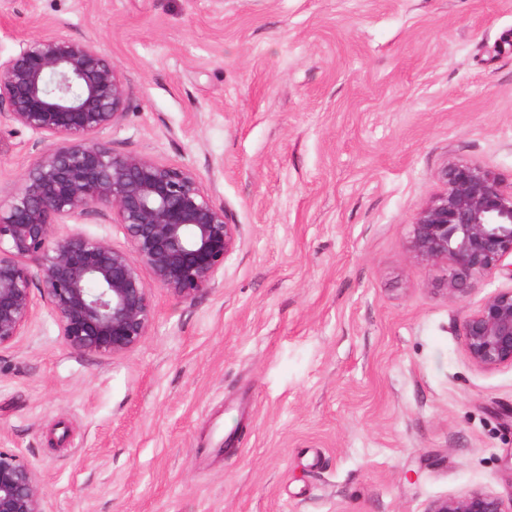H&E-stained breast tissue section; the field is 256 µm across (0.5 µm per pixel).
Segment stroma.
I'll list each match as a JSON object with an SVG mask.
<instances>
[{"label": "stroma", "instance_id": "1", "mask_svg": "<svg viewBox=\"0 0 512 512\" xmlns=\"http://www.w3.org/2000/svg\"><path fill=\"white\" fill-rule=\"evenodd\" d=\"M97 42L113 151L191 164L238 224L214 286L152 293L144 342L68 349L49 308L0 349V448L46 512H428L512 500V367L408 249L453 160L512 182V0H0V57ZM0 118V199L46 146ZM501 498L490 493L472 492L468 495L439 499L428 512H511Z\"/></svg>", "mask_w": 512, "mask_h": 512}]
</instances>
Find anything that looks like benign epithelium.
I'll return each mask as SVG.
<instances>
[{"instance_id":"1","label":"benign epithelium","mask_w":512,"mask_h":512,"mask_svg":"<svg viewBox=\"0 0 512 512\" xmlns=\"http://www.w3.org/2000/svg\"><path fill=\"white\" fill-rule=\"evenodd\" d=\"M124 75L92 40L30 38L0 59V112L49 144L0 201V348L31 323L32 288L50 309L64 345L105 359L144 342L155 320L152 288L192 300L212 287L240 243L212 190L187 165L116 153L102 134L124 115ZM443 189L417 212L409 250L444 264L443 291L464 298L475 283L512 281V184L466 160L438 173ZM95 212L122 226L127 247L60 224ZM470 361L512 367V287L489 295L465 318ZM35 468L0 448V512H45ZM429 512H512L493 494L439 499Z\"/></svg>"}]
</instances>
